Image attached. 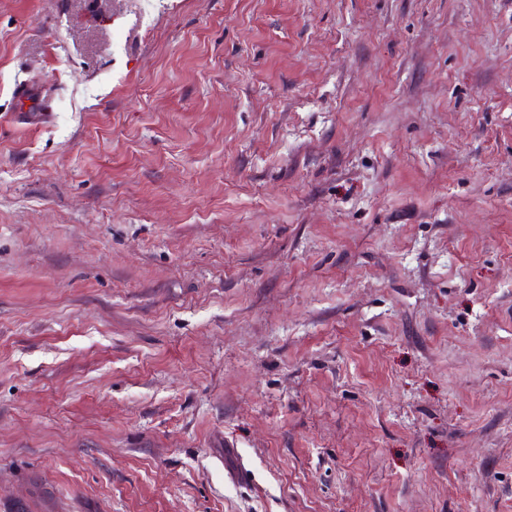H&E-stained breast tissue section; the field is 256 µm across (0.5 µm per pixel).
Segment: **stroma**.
Segmentation results:
<instances>
[{
  "mask_svg": "<svg viewBox=\"0 0 512 512\" xmlns=\"http://www.w3.org/2000/svg\"><path fill=\"white\" fill-rule=\"evenodd\" d=\"M18 500L512 512V0H0Z\"/></svg>",
  "mask_w": 512,
  "mask_h": 512,
  "instance_id": "stroma-1",
  "label": "stroma"
}]
</instances>
